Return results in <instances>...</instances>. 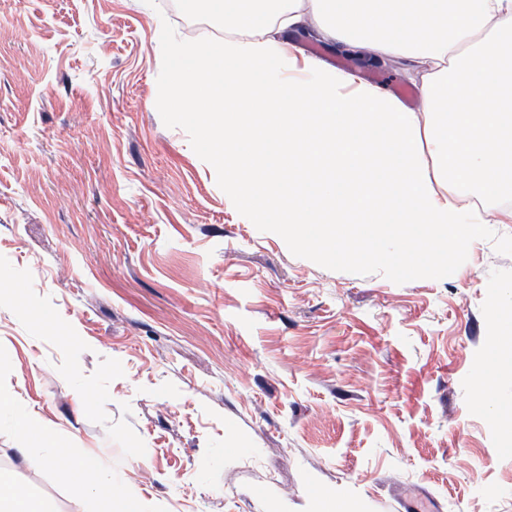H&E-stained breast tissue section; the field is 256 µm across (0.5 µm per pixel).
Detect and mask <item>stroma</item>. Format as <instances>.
Wrapping results in <instances>:
<instances>
[{
	"instance_id": "1",
	"label": "stroma",
	"mask_w": 512,
	"mask_h": 512,
	"mask_svg": "<svg viewBox=\"0 0 512 512\" xmlns=\"http://www.w3.org/2000/svg\"><path fill=\"white\" fill-rule=\"evenodd\" d=\"M172 0H0V467L98 512H512V220L401 274L252 209L175 105ZM22 410L59 446L20 442ZM91 472L101 476L99 484L93 490L95 495L105 503L107 512H149L137 501L125 497L121 493H114L112 490V478L105 475L101 462L98 457L86 455L72 464V472Z\"/></svg>"
}]
</instances>
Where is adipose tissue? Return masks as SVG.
<instances>
[{"label": "adipose tissue", "mask_w": 512, "mask_h": 512, "mask_svg": "<svg viewBox=\"0 0 512 512\" xmlns=\"http://www.w3.org/2000/svg\"><path fill=\"white\" fill-rule=\"evenodd\" d=\"M224 24L218 43L175 48V101L212 113L208 137L247 201L275 210L303 239L355 231L369 257L415 262L391 242L436 254L498 224L512 198V0H200ZM314 19L337 44L405 56L424 70L421 108L352 74L318 68L289 82L295 61L280 30ZM431 163H424V155ZM73 470L99 474L106 512H146L116 493L98 457ZM0 512H51L0 470Z\"/></svg>", "instance_id": "adipose-tissue-1"}]
</instances>
